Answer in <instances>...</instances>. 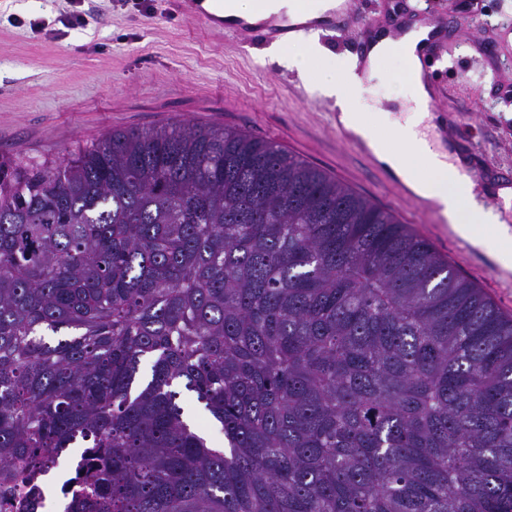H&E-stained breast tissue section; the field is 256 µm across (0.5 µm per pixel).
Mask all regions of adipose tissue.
<instances>
[{
  "instance_id": "1",
  "label": "adipose tissue",
  "mask_w": 512,
  "mask_h": 512,
  "mask_svg": "<svg viewBox=\"0 0 512 512\" xmlns=\"http://www.w3.org/2000/svg\"><path fill=\"white\" fill-rule=\"evenodd\" d=\"M331 7L330 0H226L224 12L252 21L283 14L303 22L318 18ZM428 32V27L416 26L397 40L379 38L368 58L369 74L377 77L385 59L395 54L402 57L406 83L414 94L413 105L401 121L380 102L372 110H364L359 100L364 83L354 72L355 62L333 57L317 37L302 42L294 36L279 39L266 53L306 75L312 89L334 101L343 125L362 139L380 163L417 195L434 201L457 233L472 238L492 251L504 268H511L512 229L476 203L461 164L451 162L448 153L422 131L429 114L417 45ZM300 42L305 51L298 54L294 47Z\"/></svg>"
}]
</instances>
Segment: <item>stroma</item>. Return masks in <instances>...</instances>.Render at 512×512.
I'll use <instances>...</instances> for the list:
<instances>
[{"mask_svg": "<svg viewBox=\"0 0 512 512\" xmlns=\"http://www.w3.org/2000/svg\"><path fill=\"white\" fill-rule=\"evenodd\" d=\"M428 4L446 21L435 70L449 139L459 150L473 144L495 169H512V99L495 92L512 82V0H485L479 16L449 9L448 0H357L355 19L321 41L352 56L360 19H381L390 30ZM69 10L68 0H0V157L58 160L115 129L179 120L234 128L393 211L512 316V284L494 255L461 250L443 236L437 208H417L391 191L390 174L333 129L331 100L297 69L175 19L169 0H85L82 23L71 28L61 22Z\"/></svg>", "mask_w": 512, "mask_h": 512, "instance_id": "stroma-1", "label": "stroma"}]
</instances>
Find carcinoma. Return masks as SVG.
I'll use <instances>...</instances> for the list:
<instances>
[{
	"label": "carcinoma",
	"instance_id": "1",
	"mask_svg": "<svg viewBox=\"0 0 512 512\" xmlns=\"http://www.w3.org/2000/svg\"><path fill=\"white\" fill-rule=\"evenodd\" d=\"M76 443V512H512V316L236 129L3 159L0 480ZM181 405L184 407L185 411H188L192 414L194 423L199 430L211 431L214 435H216L218 439H224L223 434L220 432L219 428L211 422L209 414L205 412L202 406L197 403L196 398L192 393L187 391L182 393ZM222 441L217 443L222 444Z\"/></svg>",
	"mask_w": 512,
	"mask_h": 512
}]
</instances>
